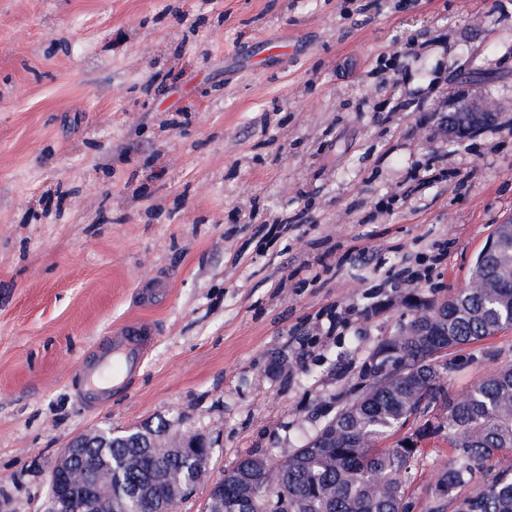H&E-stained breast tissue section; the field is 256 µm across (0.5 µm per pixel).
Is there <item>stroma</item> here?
Instances as JSON below:
<instances>
[{"mask_svg":"<svg viewBox=\"0 0 512 512\" xmlns=\"http://www.w3.org/2000/svg\"><path fill=\"white\" fill-rule=\"evenodd\" d=\"M0 0V496L43 512L72 437L165 419L212 479L294 453L372 380L417 302L512 221V0ZM401 72L379 69L385 51ZM180 77L145 90L152 72ZM496 121L452 144L423 111ZM428 183L410 190L408 170ZM439 263H432V256ZM168 290L141 308V284ZM160 336L132 392L69 378L114 324ZM449 394L512 365V328L448 349ZM447 437L406 488L427 512Z\"/></svg>","mask_w":512,"mask_h":512,"instance_id":"obj_1","label":"stroma"}]
</instances>
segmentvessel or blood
Returning <instances> with one entry per match:
<instances>
[{"instance_id":"vessel-or-blood-1","label":"vessel or blood","mask_w":512,"mask_h":512,"mask_svg":"<svg viewBox=\"0 0 512 512\" xmlns=\"http://www.w3.org/2000/svg\"><path fill=\"white\" fill-rule=\"evenodd\" d=\"M157 336V326L145 318L114 327L92 347L79 367L75 392L80 402L96 409L125 394L138 377Z\"/></svg>"}]
</instances>
